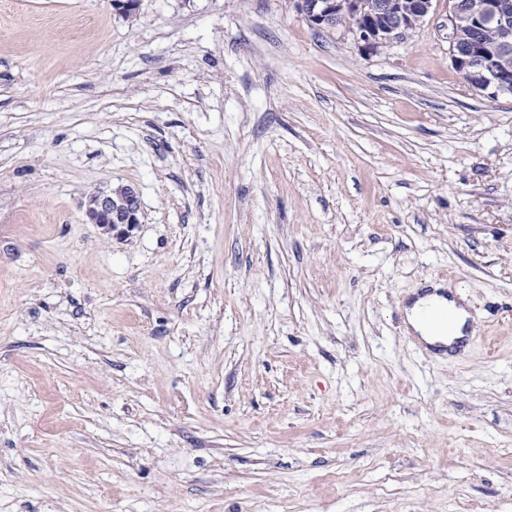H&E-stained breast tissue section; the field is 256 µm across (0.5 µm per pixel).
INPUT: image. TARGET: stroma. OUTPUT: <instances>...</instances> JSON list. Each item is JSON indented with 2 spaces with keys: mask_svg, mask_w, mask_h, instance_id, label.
I'll return each mask as SVG.
<instances>
[{
  "mask_svg": "<svg viewBox=\"0 0 512 512\" xmlns=\"http://www.w3.org/2000/svg\"><path fill=\"white\" fill-rule=\"evenodd\" d=\"M434 8L368 55L294 0H0V512H512V94ZM88 196L90 205L85 210L88 223L96 224L103 234L128 237L140 224V199L134 188L119 203L105 190H96ZM439 288L443 287L435 286L433 291L418 297L406 308L407 323L429 345L449 346L466 336H474L476 320L466 309L465 299L447 298ZM433 315H445L446 320L435 322L431 319Z\"/></svg>",
  "mask_w": 512,
  "mask_h": 512,
  "instance_id": "stroma-1",
  "label": "stroma"
}]
</instances>
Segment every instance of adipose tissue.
Instances as JSON below:
<instances>
[{
    "mask_svg": "<svg viewBox=\"0 0 512 512\" xmlns=\"http://www.w3.org/2000/svg\"><path fill=\"white\" fill-rule=\"evenodd\" d=\"M408 324L430 345L453 344L477 332L463 299L434 290L418 297L406 310Z\"/></svg>",
    "mask_w": 512,
    "mask_h": 512,
    "instance_id": "obj_1",
    "label": "adipose tissue"
}]
</instances>
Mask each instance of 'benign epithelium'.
<instances>
[{
	"label": "benign epithelium",
	"instance_id": "benign-epithelium-1",
	"mask_svg": "<svg viewBox=\"0 0 512 512\" xmlns=\"http://www.w3.org/2000/svg\"><path fill=\"white\" fill-rule=\"evenodd\" d=\"M508 0L448 3V53L465 82L493 94L512 92V26ZM300 14L317 29L344 23L359 48L377 53L402 40L433 13V0H297ZM85 214L107 236L128 237L140 224V199L129 189L119 202L105 190L89 194Z\"/></svg>",
	"mask_w": 512,
	"mask_h": 512
}]
</instances>
